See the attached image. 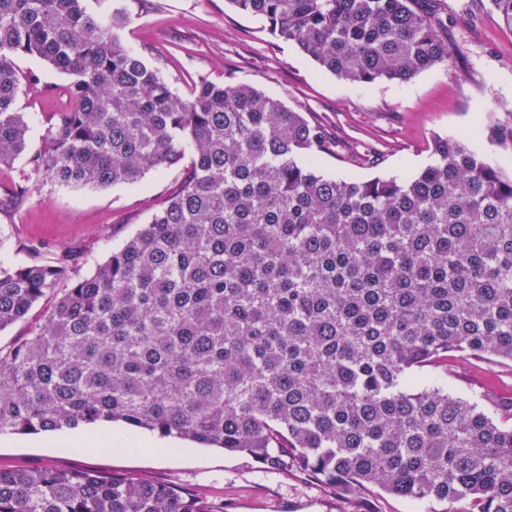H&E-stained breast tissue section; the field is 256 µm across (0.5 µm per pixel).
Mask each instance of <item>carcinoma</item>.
I'll list each match as a JSON object with an SVG mask.
<instances>
[{"mask_svg": "<svg viewBox=\"0 0 512 512\" xmlns=\"http://www.w3.org/2000/svg\"><path fill=\"white\" fill-rule=\"evenodd\" d=\"M318 66L408 82L452 53L432 0H230ZM85 0H0V167L59 186L184 179L95 271L78 258L0 266V330L46 293L37 331L0 349V433L120 421L294 464L343 498L512 512V397L458 396V358L512 366V172L436 135L409 177L338 180L336 141L247 84L171 90ZM70 77L42 147L14 58ZM489 141L512 146V122ZM0 512H224L145 478L0 470Z\"/></svg>", "mask_w": 512, "mask_h": 512, "instance_id": "obj_1", "label": "carcinoma"}]
</instances>
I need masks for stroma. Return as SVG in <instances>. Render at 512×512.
Returning <instances> with one entry per match:
<instances>
[{"label":"stroma","instance_id":"35a3bbf8","mask_svg":"<svg viewBox=\"0 0 512 512\" xmlns=\"http://www.w3.org/2000/svg\"><path fill=\"white\" fill-rule=\"evenodd\" d=\"M448 42L458 47L452 67L439 66L410 81L351 83L322 71L292 43L277 41L268 22L230 0H86L101 20L125 9L124 44L164 79L189 96L200 81L248 84L291 110L322 123L336 137L334 154L318 161L321 174L368 180L407 177L431 163L434 135H467L488 162L512 169V147L494 145L484 132L512 117V29L488 0H439ZM22 82L18 106L30 121V147L39 149L57 113L71 106L69 79L45 61L15 60ZM183 164L147 174L134 188L72 190L25 170L23 162L0 170V262H50L69 253L87 257L80 275L105 262L148 223L181 183ZM25 182L28 194L12 203L5 189ZM448 385L469 395L485 385L512 387V369L460 360ZM103 475L146 477L189 488L223 503L224 512H425L424 504L382 492L351 500L297 469L263 473L246 455H229L180 441L174 448H54L44 434L0 435V470L41 467Z\"/></svg>","mask_w":512,"mask_h":512}]
</instances>
